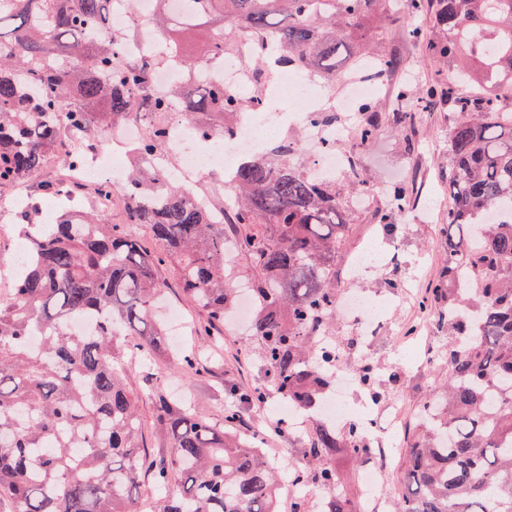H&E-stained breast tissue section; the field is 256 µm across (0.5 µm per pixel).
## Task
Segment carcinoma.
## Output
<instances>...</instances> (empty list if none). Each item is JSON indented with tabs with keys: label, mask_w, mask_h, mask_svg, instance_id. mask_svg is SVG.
<instances>
[{
	"label": "carcinoma",
	"mask_w": 512,
	"mask_h": 512,
	"mask_svg": "<svg viewBox=\"0 0 512 512\" xmlns=\"http://www.w3.org/2000/svg\"><path fill=\"white\" fill-rule=\"evenodd\" d=\"M115 0H0V186L30 183L43 195L73 189L41 181L49 158L68 170L84 161L108 131L138 123L137 165L120 186L102 182L95 197L117 192L130 224L145 226L159 249L149 251L101 207L67 214L42 228L33 207L24 215L23 244L31 261L0 298V498L10 512H137L135 492L153 469L166 488L156 512H278L282 478L260 445L233 432L240 407L268 387L300 411L318 408L331 386L326 366L339 353L328 335L336 321V258L357 198L373 190L356 168L347 190L306 174L300 146L283 139L266 156L242 160L228 188L235 249L250 259L257 311L251 340L264 382L232 389L237 405L216 424L158 391L156 404L169 439L168 454L147 462L138 443V395L118 365L117 337L129 350L163 351L164 328L152 319L159 268L175 261L184 294L204 314L200 335L236 304L225 281L224 194L204 182L165 178L166 116L182 112L201 139L224 138V117L259 103V92L177 83L164 94L151 87L153 69L173 66L189 75L236 50L243 33L261 35L274 49L254 55V70L271 58L276 69L315 70L336 82L340 56H372L380 71L392 61L362 42L346 43L336 26L358 27L390 0H182L180 13L155 0L167 24L156 35L169 51L153 63L124 59L137 26L109 31ZM230 19L232 35L212 36L203 51L180 52L181 32ZM446 34L443 59L466 55L455 73L467 82L485 76L483 96L458 101L448 134L447 254L424 306L437 310L435 327L448 335L443 391L423 404L421 426L404 448L405 493L393 512H512V0H436ZM359 127L367 142L379 115ZM411 191L388 192L389 221L409 205ZM93 324L73 334L71 321ZM370 452L356 422L339 431L313 429L312 479L329 488L319 512H360L345 490L341 469Z\"/></svg>",
	"instance_id": "obj_1"
}]
</instances>
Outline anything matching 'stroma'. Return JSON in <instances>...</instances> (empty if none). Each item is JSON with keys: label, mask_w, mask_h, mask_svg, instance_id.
I'll return each instance as SVG.
<instances>
[{"label": "stroma", "mask_w": 512, "mask_h": 512, "mask_svg": "<svg viewBox=\"0 0 512 512\" xmlns=\"http://www.w3.org/2000/svg\"><path fill=\"white\" fill-rule=\"evenodd\" d=\"M423 2L420 13L386 12L356 33L357 39L377 45L396 61L374 99L381 115L376 136L366 143L357 137L365 119L363 112L336 115L337 125L349 131L340 148L352 156L361 179L385 189L403 183L418 197L415 205L389 225L379 221L384 198L355 211L336 260L337 287L344 294H366L386 310L380 321L368 327L341 317L331 328L344 347L347 371L357 372L366 363L376 371L371 390L348 391L353 407L384 413L390 405H397L404 439L413 434L420 406L435 399L441 390L444 375L438 355L448 345L445 334L425 326L426 316L420 311L430 286L440 277L446 256L441 228L448 221V133L458 113L442 91L453 88L460 98L478 94L474 84L450 86L449 75L463 60L436 61L433 48L444 35L435 22V0ZM414 29L420 31V39L411 38ZM433 86L439 88V95L421 98V91ZM402 87L409 89L408 97H399ZM2 199L8 206L0 208V228H8L9 233L0 235V296L9 291L11 260L19 241L18 216L31 201L47 202L28 187L2 186ZM159 281L164 290L159 317L180 313L175 332L182 345L199 352L195 369H178L164 387L186 399L199 415L223 423L224 412L233 402L231 388H249L264 378L258 350L247 329L231 323L220 327L219 342L195 335L192 326L202 322L204 315L184 296L174 263L161 267ZM123 361L127 382L139 395L141 443L147 455L161 458L168 438L156 415L153 373L169 367L173 358L170 353L157 352L147 358L128 354ZM318 422V416L312 414L301 430L266 439L264 452L281 472H313L307 446ZM368 439L373 453L348 470L346 484L353 495H360L365 472L379 466L383 469L381 493L386 500H394L401 492L402 462L382 463L379 450L386 444L385 436L372 433Z\"/></svg>", "instance_id": "35a3bbf8"}]
</instances>
